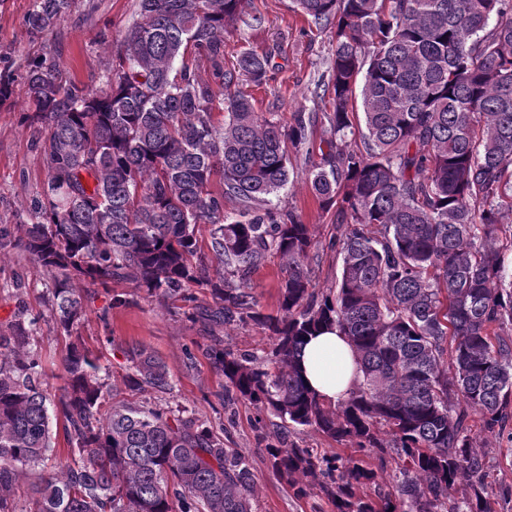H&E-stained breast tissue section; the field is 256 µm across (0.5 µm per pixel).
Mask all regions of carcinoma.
<instances>
[{
  "label": "carcinoma",
  "instance_id": "obj_1",
  "mask_svg": "<svg viewBox=\"0 0 512 512\" xmlns=\"http://www.w3.org/2000/svg\"><path fill=\"white\" fill-rule=\"evenodd\" d=\"M72 0H34L25 19L52 29ZM250 0H139L112 75L92 89L28 62L22 122L44 131L46 181L12 240L55 273L48 306L70 338L56 403L42 388L33 333L43 316L0 329V512H252L249 459L187 410L108 402L98 358L77 335L84 297L73 283L130 281L192 322L256 325L266 357L206 346L232 400L281 420L266 446L297 497L317 489L336 512H488L484 460L470 421L496 437L512 417V0H295L335 44L322 112L288 122L255 111L239 75L266 83L268 54L243 50L224 69V32L249 24ZM207 60L213 81L202 80ZM321 126L308 179L336 209V287L317 292L305 264L311 225L273 203L289 181V148ZM220 189H213L214 182ZM209 225L206 246L197 227ZM275 252L287 260L277 314L261 311L251 277ZM212 302L198 303L191 286ZM349 338L362 373L334 404L294 370L319 326ZM124 386L168 393L167 364L144 346L123 351ZM69 448L29 503L17 476L52 454L51 419ZM310 427L397 461L392 491L358 495L376 473L361 458L319 455L288 441ZM472 494L456 500L458 480Z\"/></svg>",
  "mask_w": 512,
  "mask_h": 512
}]
</instances>
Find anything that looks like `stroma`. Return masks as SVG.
Returning <instances> with one entry per match:
<instances>
[{
    "instance_id": "35a3bbf8",
    "label": "stroma",
    "mask_w": 512,
    "mask_h": 512,
    "mask_svg": "<svg viewBox=\"0 0 512 512\" xmlns=\"http://www.w3.org/2000/svg\"><path fill=\"white\" fill-rule=\"evenodd\" d=\"M33 0H0V68L15 71L13 94L0 105V225H16L25 215L45 179L37 135L19 121L28 103L22 78L27 62L36 57H52L64 78L97 86L109 74V61L128 29L137 19V0H73L65 16L49 32L27 33L25 17ZM251 12L260 24L229 31L224 36V65L233 67L244 49L266 52L272 68L266 84L252 88L254 108L287 117L299 109L312 110L315 86L326 75L333 46L328 33L319 32L296 11L292 0H252ZM293 172L287 188L276 200L282 209L299 213L311 224L319 243L312 269V285L323 291L335 287L341 260L327 247L338 234L335 210L322 208L315 198L303 154H292ZM286 263L271 254L252 276L255 294L264 313H276L279 284ZM51 274L22 250L0 249V326L21 312L47 311ZM85 313L78 327L86 346L100 359L104 376L114 389H122L125 373L123 351L139 344L153 350L168 365L174 389L168 394L147 392L152 402L187 409L205 420L224 439V445L249 457L257 493L254 512H334L324 495L312 492L296 497L292 489L273 471L265 452L280 423L269 412L257 413L253 405L238 401L221 405L217 394L225 388L205 354L208 343L203 329L188 319V310L160 303L138 291L130 283L113 284L111 290L87 288L83 291ZM123 305L113 306V296ZM111 310L112 344L101 341L98 315ZM49 395H58L63 384L61 363L68 339L57 333L52 321L44 319L34 333ZM490 512H512V420L504 436L484 447Z\"/></svg>"
}]
</instances>
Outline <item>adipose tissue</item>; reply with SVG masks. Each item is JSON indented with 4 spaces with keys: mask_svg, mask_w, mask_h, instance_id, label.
<instances>
[{
    "mask_svg": "<svg viewBox=\"0 0 512 512\" xmlns=\"http://www.w3.org/2000/svg\"><path fill=\"white\" fill-rule=\"evenodd\" d=\"M297 366L306 385L331 402L346 398L358 377L354 352L334 328L306 337Z\"/></svg>",
    "mask_w": 512,
    "mask_h": 512,
    "instance_id": "ef3b65f1",
    "label": "adipose tissue"
}]
</instances>
